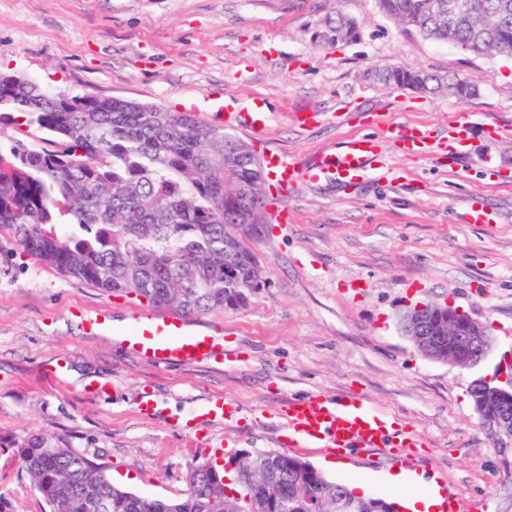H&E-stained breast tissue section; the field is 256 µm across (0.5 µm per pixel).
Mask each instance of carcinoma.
Here are the masks:
<instances>
[{"mask_svg": "<svg viewBox=\"0 0 512 512\" xmlns=\"http://www.w3.org/2000/svg\"><path fill=\"white\" fill-rule=\"evenodd\" d=\"M382 11L425 40L477 55L512 54V0H481V15L442 18L430 0H378ZM324 41L351 39L357 22L325 19ZM385 84L460 96L475 86L455 75L386 68ZM51 133L55 149L21 140L0 148V229L11 254L50 266L106 293L133 294L187 316L238 308L239 289L266 285L254 250L271 223L269 184L247 142L190 113L169 112L97 94L68 96L27 77L0 73V114ZM472 404L491 413L500 399L474 380ZM17 455L47 512H255L231 499L229 485L199 466L185 496L139 495L116 485L105 467L53 436H32ZM268 471L278 494L267 512H322L354 490L298 456L244 460L233 477ZM360 512H396L395 502L364 497Z\"/></svg>", "mask_w": 512, "mask_h": 512, "instance_id": "carcinoma-1", "label": "carcinoma"}]
</instances>
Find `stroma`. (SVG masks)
Here are the masks:
<instances>
[{
	"mask_svg": "<svg viewBox=\"0 0 512 512\" xmlns=\"http://www.w3.org/2000/svg\"><path fill=\"white\" fill-rule=\"evenodd\" d=\"M342 13L357 37L322 44L325 17ZM409 66L453 74L476 87L458 98L378 83L372 71ZM0 71L24 74L68 95L96 93L155 103L220 125L224 97L263 100L261 135L238 130L256 152L309 161L355 136L383 138L368 114L448 134L466 122L455 162L385 146V173L354 186L299 185L288 221L255 244L269 284L243 308L199 316L224 330L217 363L146 362L123 339L144 299L111 296L54 269L0 258V512H44L16 447L55 435L105 464L117 485L179 498L205 458L241 450L283 451L278 413L291 399L353 393L425 441L404 455L378 449L295 454L327 475L398 500L394 470L427 473L463 512H496L505 477L480 427L468 385L492 373L421 355L400 319L419 303L448 304L489 323L499 349L512 346V55L476 56L406 32L378 0H0ZM322 112L301 127L295 113ZM492 215L472 224L468 205ZM104 312L107 331L80 318ZM106 393H97V386ZM151 391L160 412L141 416ZM224 396L233 420L199 431L174 418Z\"/></svg>",
	"mask_w": 512,
	"mask_h": 512,
	"instance_id": "obj_1",
	"label": "stroma"
}]
</instances>
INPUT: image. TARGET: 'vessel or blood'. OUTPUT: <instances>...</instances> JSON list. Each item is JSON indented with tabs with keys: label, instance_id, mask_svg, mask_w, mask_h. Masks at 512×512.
Segmentation results:
<instances>
[{
	"label": "vessel or blood",
	"instance_id": "vessel-or-blood-1",
	"mask_svg": "<svg viewBox=\"0 0 512 512\" xmlns=\"http://www.w3.org/2000/svg\"><path fill=\"white\" fill-rule=\"evenodd\" d=\"M228 120L246 130L261 132L268 121L261 101H254L250 111L231 112ZM386 139L402 149L424 148L430 152L456 158L466 139L464 124H448V136L436 140L419 126L390 124L384 129ZM379 159L378 143L367 138L349 141L342 149L318 153L310 162L301 163L287 155L272 151L266 156L269 174L281 186L298 182L331 179L343 185L359 183ZM131 343L144 359L152 363H193L216 360L224 355V334L218 330L196 331L183 316L161 311L144 313ZM281 418L288 427L292 446L314 448H415L414 437L397 433L393 422L384 413L356 396H343L328 402L314 394L286 404Z\"/></svg>",
	"mask_w": 512,
	"mask_h": 512
}]
</instances>
